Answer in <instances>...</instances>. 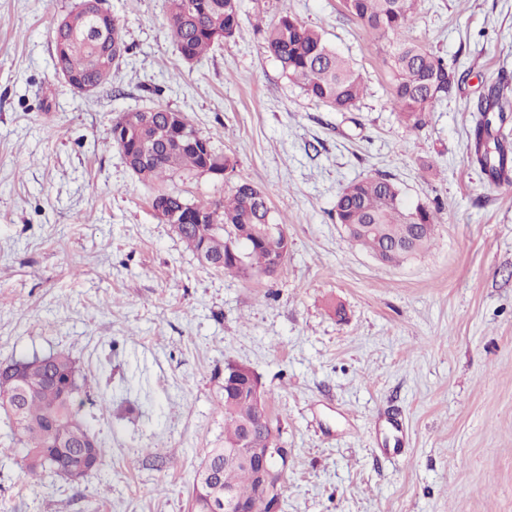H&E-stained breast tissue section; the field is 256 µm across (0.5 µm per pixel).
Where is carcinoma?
<instances>
[{"label": "carcinoma", "instance_id": "carcinoma-1", "mask_svg": "<svg viewBox=\"0 0 512 512\" xmlns=\"http://www.w3.org/2000/svg\"><path fill=\"white\" fill-rule=\"evenodd\" d=\"M346 10L382 36L393 35L390 52L392 102L399 120L411 129L425 125L436 103L456 93L465 75L425 46L406 36L413 23L417 0H343ZM168 35L184 62L199 61L215 43L235 40L240 33L239 0H167ZM67 31L53 35L56 70L78 86L99 87L122 60L124 46L118 19L108 11L92 14L79 8L67 15ZM268 51L282 73L301 85L306 94L338 112L351 109L360 99L365 83L351 62L336 52L323 35L284 14L266 32ZM502 82L479 100L481 118L474 126V156L494 183L512 181V151L497 134L496 123L505 119L498 102ZM168 108L153 106L125 115L128 138H112L121 152L137 144L153 151L152 160L137 177L155 186L153 198L165 197L173 207L185 201L181 194L160 185L175 177H190L205 166L202 153L171 146L174 129L166 116ZM195 210L213 217V223L183 230L179 238L207 267L227 273L247 269L265 270L272 263L265 243L268 225L280 223L273 215L269 193L245 180L231 195L206 202H191ZM336 223L346 225L350 241L397 265L427 251L434 240L438 213L429 204H408L400 187L385 176L366 177L344 186L336 200ZM235 239L246 266L241 267L227 248ZM76 361L66 352L49 356V362L26 373L0 370V402L9 399L21 405V414L0 405L16 428L22 462L33 477L58 474L76 468L87 459L94 470L103 464L104 451L97 434L77 407L83 385ZM224 445L208 451L205 463L221 487L215 489L196 472L188 512H212L224 498V487L234 489L249 512H268L267 503L256 494L252 471L224 461V449L237 448L247 426L255 427V448H265L268 439L257 428V410L252 391L224 387Z\"/></svg>", "mask_w": 512, "mask_h": 512}]
</instances>
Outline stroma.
I'll list each match as a JSON object with an SVG mask.
<instances>
[{
  "mask_svg": "<svg viewBox=\"0 0 512 512\" xmlns=\"http://www.w3.org/2000/svg\"><path fill=\"white\" fill-rule=\"evenodd\" d=\"M79 4L0 0V364L68 352L105 464L29 478L1 415L0 512H187L224 439L229 362L256 372L291 452L279 512H512V186L470 160L478 99L512 79V0H420L409 37L467 77L419 130L394 110L388 39L342 0H239L241 37L191 66L167 0H102L129 51L90 93L55 66L54 25ZM286 13L362 74L350 111L282 74L264 26ZM154 104L236 162L168 189L270 191L276 273L204 267L155 214L111 134ZM375 175L440 208L430 249L397 266L336 222L341 188Z\"/></svg>",
  "mask_w": 512,
  "mask_h": 512,
  "instance_id": "stroma-1",
  "label": "stroma"
}]
</instances>
